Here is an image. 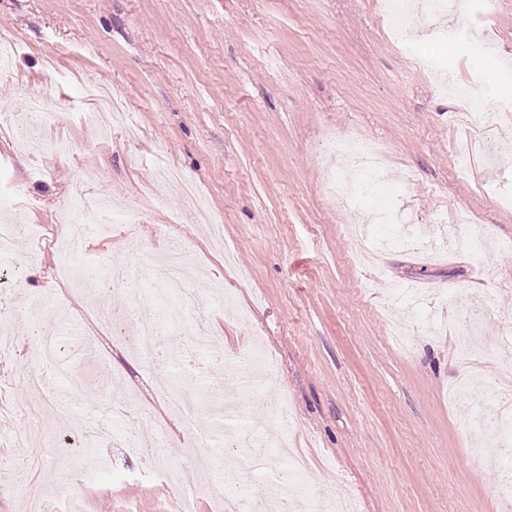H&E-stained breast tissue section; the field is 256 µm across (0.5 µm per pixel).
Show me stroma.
Listing matches in <instances>:
<instances>
[{"instance_id": "1", "label": "stroma", "mask_w": 512, "mask_h": 512, "mask_svg": "<svg viewBox=\"0 0 512 512\" xmlns=\"http://www.w3.org/2000/svg\"><path fill=\"white\" fill-rule=\"evenodd\" d=\"M445 24L447 39L419 37L411 55L378 18L377 0H0V35L16 47L14 76L0 79V117L23 122L37 93L64 114L24 140L0 131V193L13 196L0 214V255L22 261L0 266V322L15 340L0 362V396L22 390L29 403L0 429V483L11 484L0 512H175L162 473L198 453L157 394V377L180 379L182 350L145 362L135 336L106 319L94 347L73 348L66 329L57 366L35 358L33 323L81 318L97 301L61 273L50 245L77 180L115 211L141 213L134 227L91 230L88 264L157 260L180 244L233 294L197 308L223 351L257 344L277 361L263 387L218 370L208 379L223 399L197 390L214 441L210 469L189 490L195 512H214L211 489L226 470L250 472L257 492L272 485L281 464L271 449L233 439L276 426L275 399L294 421L289 438L320 512L340 489L361 512H499L502 473L471 459L462 419L478 400L495 415L503 397L480 386L448 401L460 370L451 337L429 334L389 289L413 286L423 308L452 322L479 316L491 341L512 323V208L501 204L512 195V152L488 157L490 140L512 141V123L488 133L468 100L440 94L414 64L418 55L439 59L453 83L482 89L481 106L512 101V0L487 12L459 0ZM90 79L124 97L128 125L94 126ZM346 133L383 154L396 219L427 239L467 215L489 228L482 258L459 241L436 262L390 247L379 266L354 262L349 228L369 207L329 195L341 164L329 142ZM62 140L72 144L64 156ZM459 152L469 158L462 170L453 165ZM161 160L193 182L223 237L155 179ZM109 397L130 415L146 409L166 421V447L123 446L128 418L86 436ZM86 470L63 503L56 479Z\"/></svg>"}]
</instances>
